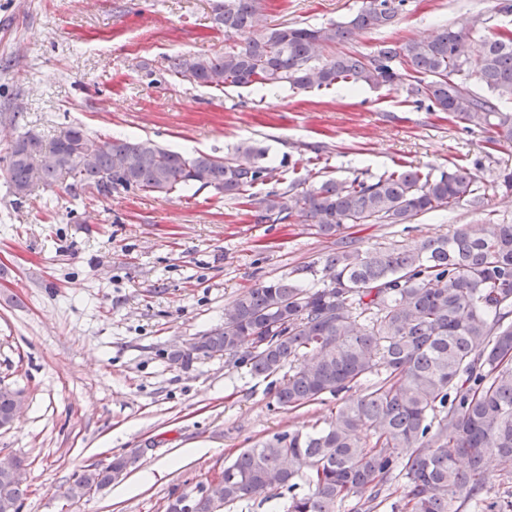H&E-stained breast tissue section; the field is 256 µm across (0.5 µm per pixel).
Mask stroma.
<instances>
[{"label": "stroma", "mask_w": 512, "mask_h": 512, "mask_svg": "<svg viewBox=\"0 0 512 512\" xmlns=\"http://www.w3.org/2000/svg\"><path fill=\"white\" fill-rule=\"evenodd\" d=\"M363 0H260L268 26L346 20ZM502 0H406L398 22L364 31L349 50L434 36L443 26L512 29ZM213 0H0V385L26 405L0 430V455L23 460L20 512H165L172 492L207 485L242 450L286 430L330 422L339 402L270 407L267 379L224 357L173 364L223 324L246 288L280 278L322 286L332 240L296 222L256 220V198L291 179L374 180L406 166H457L487 189L466 204L408 224H364L359 250L414 247L460 224H512V144L463 128L388 87L340 84L215 91L172 76L174 54L211 56L229 41L212 26ZM79 124L93 136H148L193 154L267 147L270 179L253 198L212 188L104 198L64 186L16 201L12 143L50 139ZM135 462L80 502L68 486L89 465ZM154 481H143L146 472Z\"/></svg>", "instance_id": "1"}]
</instances>
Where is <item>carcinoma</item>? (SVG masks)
<instances>
[{"label":"carcinoma","mask_w":512,"mask_h":512,"mask_svg":"<svg viewBox=\"0 0 512 512\" xmlns=\"http://www.w3.org/2000/svg\"><path fill=\"white\" fill-rule=\"evenodd\" d=\"M405 0H364L341 23L267 27L259 0H216L213 24L234 45L213 57L177 54L167 70L215 89L339 82L403 90L427 109L447 112L468 128L490 129L512 144V32L484 38L470 54L472 30L446 26L430 40L385 43L371 54L332 52L358 32L392 26ZM490 95L474 92L470 76ZM273 169L266 150L243 143L222 158L188 157L149 138L101 139L71 125L51 140L28 132L10 152L14 196L64 184L109 197L121 191L168 194L197 184L244 197ZM486 204L476 175L457 167L436 176L418 168L368 181L294 180L258 201L257 220H298L332 238L355 224H406L437 208ZM323 287L277 279L245 289L224 312V324L190 350L168 358L185 366L199 356H226L256 376L284 365L292 373L270 387L277 408L294 410L377 381L336 406L328 426L285 431L241 451L224 467L213 493L189 492L194 512L288 492L285 512H337L349 496L353 512H375L395 471L404 472L408 512H512L483 481L494 460L512 476V224H462L414 248L361 252L338 247L323 258ZM19 389L0 386V422L20 412ZM366 434L374 441L361 438ZM130 459L94 465L67 488L79 500L112 482ZM308 486L296 492L299 481ZM22 483L0 470V512H20Z\"/></svg>","instance_id":"obj_1"}]
</instances>
